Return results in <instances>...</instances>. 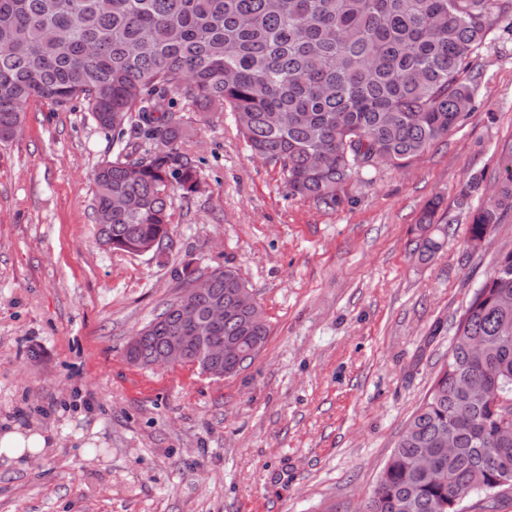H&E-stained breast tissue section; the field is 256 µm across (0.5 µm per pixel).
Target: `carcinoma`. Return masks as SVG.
I'll return each instance as SVG.
<instances>
[{"instance_id":"cac0c4a2","label":"carcinoma","mask_w":512,"mask_h":512,"mask_svg":"<svg viewBox=\"0 0 512 512\" xmlns=\"http://www.w3.org/2000/svg\"><path fill=\"white\" fill-rule=\"evenodd\" d=\"M512 17V0H0V142L22 133L32 100L80 99L119 152L93 173L101 245L130 253L169 243L175 198L199 192L198 167L179 152L185 128L168 107L234 116L251 153L279 168L288 196L334 209L340 191L374 156L400 166L448 134L471 109L470 65L487 34ZM97 45L91 57L87 49ZM156 144L125 140L127 129ZM512 210V160L493 203L471 215L469 241ZM450 215H421L419 255L443 247ZM209 292L233 300L247 285L217 267ZM512 249L473 290L464 329L411 415L365 512H456L453 500L489 492L512 475V419L470 392L496 385L512 398ZM173 300L148 325L137 350L145 367L176 335ZM257 306L224 321L243 360L267 344ZM454 457L439 447L442 435ZM435 469L420 468L423 454Z\"/></svg>"}]
</instances>
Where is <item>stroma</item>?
Segmentation results:
<instances>
[{
  "instance_id": "obj_1",
  "label": "stroma",
  "mask_w": 512,
  "mask_h": 512,
  "mask_svg": "<svg viewBox=\"0 0 512 512\" xmlns=\"http://www.w3.org/2000/svg\"><path fill=\"white\" fill-rule=\"evenodd\" d=\"M473 73L447 137L364 170L333 210L288 198L231 116L179 112L202 188L175 199L158 255L97 242L93 172L118 152L111 133L83 102H30L22 135L0 143V424L55 446L23 468L0 460V512H358L473 288L512 248V212L468 247L470 213L512 158V18ZM435 199L455 222L424 262L414 228ZM225 264L262 306V351L221 380L129 364L130 337Z\"/></svg>"
}]
</instances>
